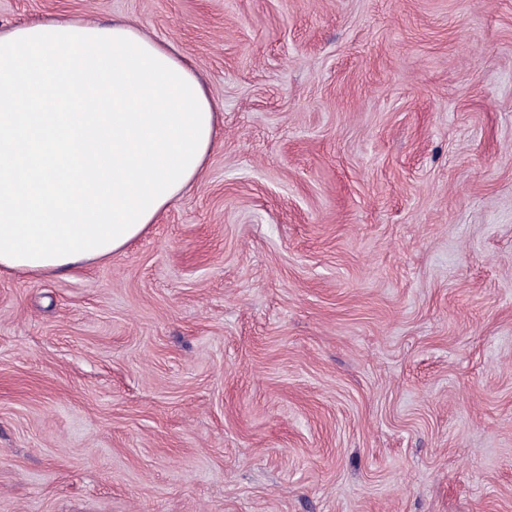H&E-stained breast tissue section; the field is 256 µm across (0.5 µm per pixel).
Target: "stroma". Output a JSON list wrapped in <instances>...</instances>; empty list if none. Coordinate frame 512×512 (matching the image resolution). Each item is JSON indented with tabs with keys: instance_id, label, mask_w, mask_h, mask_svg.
Segmentation results:
<instances>
[{
	"instance_id": "stroma-1",
	"label": "stroma",
	"mask_w": 512,
	"mask_h": 512,
	"mask_svg": "<svg viewBox=\"0 0 512 512\" xmlns=\"http://www.w3.org/2000/svg\"><path fill=\"white\" fill-rule=\"evenodd\" d=\"M126 18L222 133L141 238L0 275V512H512V0Z\"/></svg>"
}]
</instances>
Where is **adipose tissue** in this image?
Returning a JSON list of instances; mask_svg holds the SVG:
<instances>
[{"label":"adipose tissue","mask_w":512,"mask_h":512,"mask_svg":"<svg viewBox=\"0 0 512 512\" xmlns=\"http://www.w3.org/2000/svg\"><path fill=\"white\" fill-rule=\"evenodd\" d=\"M220 126L192 63L129 21L0 33V272L109 260L199 181Z\"/></svg>","instance_id":"obj_1"}]
</instances>
